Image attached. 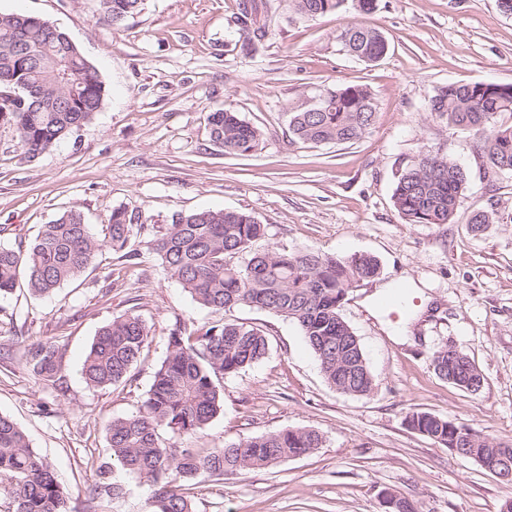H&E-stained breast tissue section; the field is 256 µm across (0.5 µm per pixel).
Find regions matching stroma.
<instances>
[{
    "mask_svg": "<svg viewBox=\"0 0 512 512\" xmlns=\"http://www.w3.org/2000/svg\"><path fill=\"white\" fill-rule=\"evenodd\" d=\"M258 6L268 35L259 52L237 19ZM0 12L39 16L66 32L100 73L107 94L93 120L36 159L13 127L0 125V246L28 244L66 211L108 223L113 209L140 216L139 242L176 212L244 210L267 226L255 244L348 256L370 253L380 274L355 288L342 314L357 335L375 388L336 391L298 327L277 314L239 307L232 319L262 329L264 359L224 379V413L208 446L288 428L320 432V448L241 475L192 485L195 512H384L400 494L419 512H499L512 486L477 461L408 428L413 412L464 423L512 440V174L494 184L468 134L425 106L456 82L512 85V15L497 0H378L370 13L348 0L338 14L288 17L285 0H146L119 28L98 20L97 0H0ZM381 31L387 53L365 63L336 41L341 27ZM363 85L375 108L371 129L351 144H294L291 111L329 88ZM237 112L262 129L260 151L225 152L209 114ZM427 149L456 161L469 187L449 224H407L392 194L398 172ZM494 221L474 232V213ZM409 279L412 312L394 340L379 287ZM135 309L149 329L141 363L119 385L93 389L81 374L98 330ZM142 250L128 265L105 249L75 282L32 298L25 287L0 296V413L12 417L63 486L92 482L90 459L105 455V429L138 411L175 324L213 321ZM56 342L62 379L50 387L24 363L29 344ZM450 345L483 377L478 392L439 378L431 356ZM122 494L102 512H152L149 484L118 476Z\"/></svg>",
    "mask_w": 512,
    "mask_h": 512,
    "instance_id": "obj_1",
    "label": "stroma"
}]
</instances>
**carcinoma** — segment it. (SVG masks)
Returning a JSON list of instances; mask_svg holds the SVG:
<instances>
[{
    "mask_svg": "<svg viewBox=\"0 0 512 512\" xmlns=\"http://www.w3.org/2000/svg\"><path fill=\"white\" fill-rule=\"evenodd\" d=\"M346 0H288L292 19L337 14ZM145 0H98V20L112 26L141 12ZM336 39L352 57L375 62L387 51L375 28L348 24ZM106 87L67 34L25 13L0 12V122L13 126L27 158L49 150L99 111ZM427 111L472 137L484 158V177L494 182L512 173V85L460 82L440 87ZM375 105L362 85L327 90L317 105L290 112L294 140L315 146L346 144L371 127ZM211 137L224 150L250 155L263 143L262 131L228 109L210 113ZM469 183L453 159L423 150L400 173L394 205L408 224H449ZM140 216L125 207L112 210L101 232L84 216L65 212L42 226L26 247L0 246V294L13 292L19 281L33 296H47L76 280L105 248L133 265L140 258L132 244L144 229ZM265 236V225L239 210H199L171 216L149 248L182 288L218 319L189 330L179 324L167 339L166 356L153 374L138 412L110 420L107 456L92 462L94 481L86 487V508L120 495L115 469L155 487V512H194L182 483L207 474H242L312 452L322 444L314 429L296 428L247 436L222 447L177 448L178 435L202 439L212 421L224 413V376L236 374L263 358L269 343L253 325L226 318L237 307L273 312L294 322L317 357L326 382L337 391L366 396L374 387L360 342L341 315L347 295L362 281L379 274L369 254L348 258L311 251L271 247L253 250ZM150 338L136 311L112 318L96 333L83 362L82 375L92 388L128 380ZM458 388L482 385L483 377L467 354L458 358ZM27 364L41 380L61 379L62 355L53 341L27 349ZM435 373L448 379V347L432 356ZM407 426L452 449L462 436L457 424L428 412H413ZM0 512H70L69 494L49 462L37 452L25 431L0 414Z\"/></svg>",
    "mask_w": 512,
    "mask_h": 512,
    "instance_id": "cac0c4a2",
    "label": "carcinoma"
}]
</instances>
